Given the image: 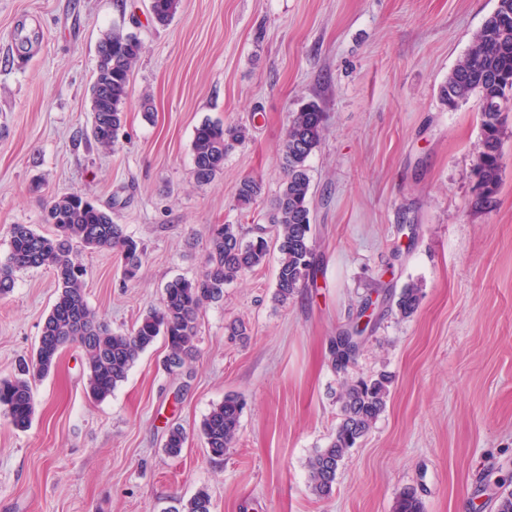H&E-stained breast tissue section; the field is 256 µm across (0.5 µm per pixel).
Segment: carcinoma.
Segmentation results:
<instances>
[{"label": "carcinoma", "mask_w": 512, "mask_h": 512, "mask_svg": "<svg viewBox=\"0 0 512 512\" xmlns=\"http://www.w3.org/2000/svg\"><path fill=\"white\" fill-rule=\"evenodd\" d=\"M180 0H150L154 21L165 25L178 12ZM142 50L133 33L112 28L98 44V62L91 86L92 125L90 137L99 146L112 149L118 142L127 102L131 69ZM512 79V0H497L494 11L474 34L465 54L440 87V100L449 109L476 97L480 112V141L476 176L481 192L473 206L483 208L497 193L501 168L504 116L500 98L504 84ZM324 115L316 104L296 112L285 132L281 166L285 173L268 218L271 229L256 228L245 238L237 224H209V250L201 273L194 279L176 277L168 281L159 305L150 308L127 332H115L88 305L85 297L86 269L78 260L83 249L108 248L120 254L124 278L134 280L142 267L144 249L103 208L77 193L54 197L45 209L44 222L54 233L43 235L29 224H15L10 231V248L0 261V297L10 294L15 274L30 268L46 267L53 273L57 297L45 318L32 356L13 375L0 377V408L12 425L24 430L35 414L33 383L48 376L61 354L70 346L83 352L88 394L103 400L128 376L141 353L163 337L171 372L182 369L195 353L198 316L207 305L224 298V286L263 265L274 247L278 252L275 272V299L286 302L306 283L315 279L314 242L310 224V175L307 160L319 146ZM246 128L205 121L192 141L194 182L207 186L224 169V158L236 144L246 139ZM261 181L242 180L235 193L237 205L248 210L261 195ZM421 288L407 284L395 301L399 313L413 315L420 302ZM356 326L350 325L333 341L332 364L347 368L360 348L351 343ZM391 377L351 379L342 384L338 400L340 422L327 445L318 448L307 461L311 490L319 498H329L336 490L338 471L350 450L369 433L385 411L391 395ZM243 400L227 394L203 419L200 433L212 458L221 459L236 440ZM211 500L205 490L174 512H210ZM392 512H423V504L413 488L404 489L395 499Z\"/></svg>", "instance_id": "carcinoma-1"}]
</instances>
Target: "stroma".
<instances>
[{
  "instance_id": "1",
  "label": "stroma",
  "mask_w": 512,
  "mask_h": 512,
  "mask_svg": "<svg viewBox=\"0 0 512 512\" xmlns=\"http://www.w3.org/2000/svg\"><path fill=\"white\" fill-rule=\"evenodd\" d=\"M150 0H0V260L10 228L43 221L52 197L111 207L145 250L125 280L111 250H85L89 306L125 331L165 283L195 278L206 227L263 223L284 179L294 112L322 110L309 157L316 282L275 300L276 256L234 279L199 316L196 358L165 366L156 341L103 401L87 394L81 352L65 350L34 388L29 428L0 414V512H172L206 490L211 512H392L415 488L424 512H495L512 475V111L498 191L476 192L477 99L439 88L496 0H181L154 23ZM143 45L114 150L89 139L97 43L113 27ZM242 125L207 187L193 181L204 121ZM263 190L240 210L235 190ZM422 296L404 317L391 296ZM56 297L51 270H24L0 299V376L31 352ZM368 337L346 371L332 339L367 299ZM244 320L246 343L224 327ZM391 375V398L342 465L332 498L308 486L307 460L339 421L345 377ZM242 397L238 439L213 462L199 434L225 395ZM181 428L180 454L166 451ZM262 183L260 180L248 178L242 180L235 193L237 205L242 210H248L261 195Z\"/></svg>"
}]
</instances>
